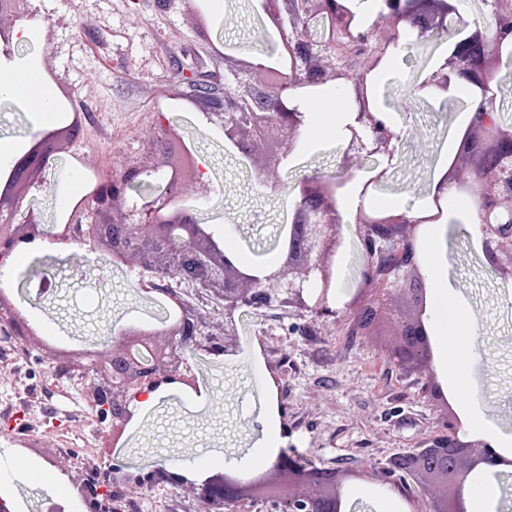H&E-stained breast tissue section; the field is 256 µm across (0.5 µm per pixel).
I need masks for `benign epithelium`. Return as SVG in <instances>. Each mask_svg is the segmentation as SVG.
I'll return each mask as SVG.
<instances>
[{
	"label": "benign epithelium",
	"mask_w": 512,
	"mask_h": 512,
	"mask_svg": "<svg viewBox=\"0 0 512 512\" xmlns=\"http://www.w3.org/2000/svg\"><path fill=\"white\" fill-rule=\"evenodd\" d=\"M262 4L264 15L281 34L291 63L279 70L239 59L224 76V83H235V90L223 93L215 88L202 97L207 108L224 117L225 142L255 167L262 152L273 154L280 162L287 159L297 146L304 123V113L290 106L291 93L328 80L345 86L360 69L362 74L354 84L355 118L347 126L350 138L345 154L393 156L394 134L380 113L370 107L367 77L389 49L399 47L400 31L405 26L418 29L420 38L446 31L454 44L443 64L418 89L428 94L446 93L453 81L462 80L480 91L468 125L470 135L461 140L455 157L467 162L472 176L463 185L477 197L483 256L501 278L512 279V136L487 113L495 96L493 85L485 78L490 53H495L493 67L500 68L501 50L512 42V0H495L488 16L470 23L461 15L464 0H383L380 21L368 26L356 22L345 0H262ZM320 19L327 22L333 42L327 54L313 51L310 25ZM77 130L78 124L72 121L40 134L8 165L9 178L0 184L1 261L19 243L45 239L60 244L81 242L124 264L134 257L140 268L158 278L177 275L200 294L224 301V315L230 318L244 306L267 304L269 286L285 289L288 303L297 308L328 310L326 303L333 288L329 259L343 243L333 185L319 177L302 182L292 224L281 240V263L258 276L238 264L209 226L198 219L196 210L179 207L178 190L184 182L199 184L204 196L210 188L201 182L197 157L171 132L162 147L163 164L143 160L124 166L112 179L95 184L62 224L48 229L40 215L29 208L22 223L10 230L30 193L44 184L46 156L70 144ZM487 182L496 185L498 193L480 192V186ZM457 183L458 171L452 166L433 192L434 214L361 215L355 221V234L368 247V262L358 292L345 308L352 312L353 330L359 336H373L383 326L392 331L397 337L393 350L403 366L434 361L428 318L431 282L423 273L416 238L421 225L442 215L441 190ZM143 187L151 188L139 210L144 223L130 224L123 203L130 192ZM397 282L406 302L402 311L391 307V290ZM160 291L170 295L176 306L174 315L163 320L166 346L154 342L156 333L129 326L111 352H87L56 367L60 375L77 373L97 381L94 395L102 414L112 418L114 442L125 436L134 417L131 402L136 396L153 392L168 381L195 386L191 371L175 376L168 369L177 371L185 365L188 351L215 352L211 339H197L201 328L196 309L172 290L162 287ZM0 312L8 315L21 334L30 333L27 321L16 318L15 309L3 295ZM423 393L439 411L448 433L433 438L414 458L390 456L382 470L434 476L439 494L424 508L405 498L409 512H467V489L474 484L473 477L498 471L504 459L491 446L482 443L477 450L459 437L461 422L436 376L427 378ZM196 487L202 502L211 506L208 512H223V508L242 500H272L277 512H350L343 471L308 469L286 453L247 480L217 472ZM78 490L88 512H104L100 491L92 480L79 485Z\"/></svg>",
	"instance_id": "1"
}]
</instances>
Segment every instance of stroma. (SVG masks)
Listing matches in <instances>:
<instances>
[{
	"label": "stroma",
	"instance_id": "obj_1",
	"mask_svg": "<svg viewBox=\"0 0 512 512\" xmlns=\"http://www.w3.org/2000/svg\"><path fill=\"white\" fill-rule=\"evenodd\" d=\"M261 0H29L11 26L36 23L34 40L0 45V86L33 58L50 74L64 121L78 120L72 146L54 157L48 185L33 202L46 224L62 217L91 187L152 152L161 161L163 124L171 127L206 165L210 193L199 205L215 237L260 261L278 255V243L306 178H328L337 198L360 189L377 158L346 159L342 140L322 130L315 144L299 136L287 163L256 170L224 142V127L208 113L191 87L201 73L223 75L224 59L263 57L277 63L280 34L261 19ZM388 74L370 91L397 135L396 156L383 184L370 191L377 202L404 201L417 211L431 200L434 180L456 151L454 131L470 113L473 96L452 101L414 95L416 84L448 54L447 42L431 39L424 57L416 32L405 36ZM164 98L168 109L154 102ZM40 132L29 109L0 103V139L30 145ZM440 262L453 296L473 331L468 393L473 405L501 435L512 436V280L483 261L480 234L447 211ZM53 294L38 296L28 285L29 265L14 276L11 299L29 295V317L41 323L33 337L21 336L0 317V398L11 399L12 415L0 416V453L26 458L66 483L90 473L108 486L114 512H201L194 488L151 478L157 465L205 456L227 464L246 460L262 439V420L275 413L283 447L321 468L352 472L345 491L354 512H378L385 492L425 499L433 490L413 475H382L386 458L422 447L441 426L422 386L429 368L405 369L373 336H355L350 321L292 307L284 289H270L261 308L234 314L238 352H197L192 374L206 382V398L185 392L161 395L152 410L135 415L121 452L103 443L110 428L99 409L88 408L90 380L59 377L57 357L108 351L120 331L138 323L158 328L165 305L152 278L134 263L114 266L107 253L75 242L39 251ZM337 286L330 307L348 302L364 264L357 240L332 259ZM164 285L193 305L204 333L224 331V307L199 297L179 277ZM132 476L114 480V458ZM14 512H46L57 502L64 512H87L77 491L57 497L37 482L19 483L7 496Z\"/></svg>",
	"mask_w": 512,
	"mask_h": 512
}]
</instances>
